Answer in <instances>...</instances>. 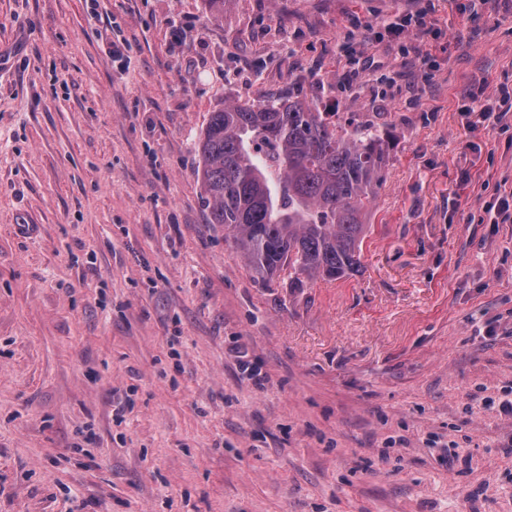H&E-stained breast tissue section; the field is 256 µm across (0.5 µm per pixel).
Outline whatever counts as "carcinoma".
<instances>
[{
  "label": "carcinoma",
  "mask_w": 512,
  "mask_h": 512,
  "mask_svg": "<svg viewBox=\"0 0 512 512\" xmlns=\"http://www.w3.org/2000/svg\"><path fill=\"white\" fill-rule=\"evenodd\" d=\"M287 97L209 113L198 143L201 200L254 276L337 281L360 266L387 135L346 131Z\"/></svg>",
  "instance_id": "carcinoma-1"
}]
</instances>
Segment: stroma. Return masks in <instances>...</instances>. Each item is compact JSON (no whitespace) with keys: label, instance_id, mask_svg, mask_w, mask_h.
<instances>
[{"label":"stroma","instance_id":"35a3bbf8","mask_svg":"<svg viewBox=\"0 0 512 512\" xmlns=\"http://www.w3.org/2000/svg\"><path fill=\"white\" fill-rule=\"evenodd\" d=\"M503 87L512 0H0V512H512ZM286 92L388 134L358 272L300 288L198 181Z\"/></svg>","mask_w":512,"mask_h":512}]
</instances>
